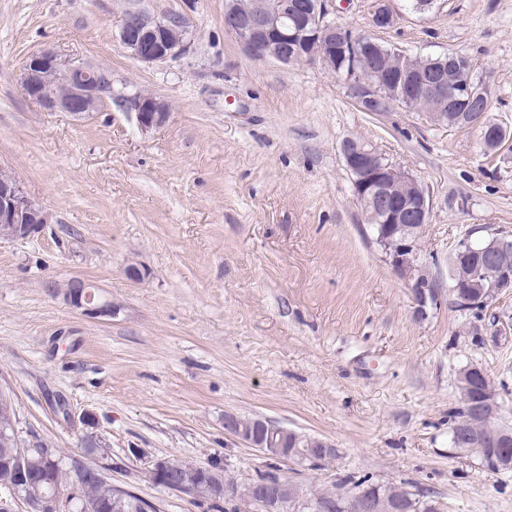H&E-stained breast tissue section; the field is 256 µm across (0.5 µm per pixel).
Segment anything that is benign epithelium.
Instances as JSON below:
<instances>
[{
  "mask_svg": "<svg viewBox=\"0 0 512 512\" xmlns=\"http://www.w3.org/2000/svg\"><path fill=\"white\" fill-rule=\"evenodd\" d=\"M335 13V0H307L303 5L295 0H278L254 9L241 8L233 2L224 11V27L255 59H273L284 64L317 63L332 73L336 71V60H341L346 67L340 76L349 94L366 112L389 109L398 102L410 108L419 101L431 100L440 108L429 113L435 122L476 127L482 130L484 139L498 147L509 139L504 129L486 120V113L481 111L491 97L490 85L485 81L463 85L453 82L449 75L452 58L438 70L397 82L390 97H385L375 84V71L362 65L369 43L338 30L331 18ZM394 23L387 0H375L371 28L388 30ZM115 37L129 57L154 65L177 59L189 51L192 25L182 15L158 18L129 12L121 19ZM20 86L24 95L43 109L67 112L77 118L92 116L112 94V80L102 71L80 59L67 58L53 48L41 49L27 58L20 74ZM127 102L144 132L159 129L168 120L167 105L152 94L137 92ZM342 154L354 195L359 202L371 206L368 216L383 225L379 239L387 242L400 235L384 251L394 274L410 288L416 313L425 315L431 300L412 277L415 269H427L418 256L419 241L430 214L427 189L399 164L359 139L345 140ZM46 223L48 214L43 208L27 195L16 178L0 169V240L27 238ZM454 255L450 285L454 305L466 306L472 302L463 289L481 287L474 274L464 271V266L482 257L493 258L499 264L498 276L490 285L491 298L483 301L484 310L492 308L501 293L512 291V233H497L477 242L468 236L459 242ZM63 295L71 305L91 317L115 312L112 304L80 280L70 282ZM474 407L486 418L484 440L495 448L512 446V435L498 427L501 406L487 399L475 403ZM16 425L17 421L9 419L10 432L0 437V465L11 473L10 478L0 482V512H15L14 504L18 501L24 504L25 512H99L100 505L87 502L84 487L85 480L91 477L107 482L106 472L114 468L106 439L95 432L82 436L83 456L94 460V464L79 461L77 475L65 493L30 494L27 474L33 457H39L46 468L60 469L62 460L53 445L39 437L21 441ZM224 430L238 441L260 449L271 460L290 459L303 464L338 454L335 445L328 441L318 438L302 449L294 432L262 420L249 426L239 422L232 413L224 415ZM176 467L177 460L172 458L147 460L140 469L141 478L167 486L171 484L169 475ZM177 486L180 492L198 499L245 495L260 512H284L290 492L288 481L280 478L241 484L227 470L209 466L198 469L196 478L181 481Z\"/></svg>",
  "mask_w": 512,
  "mask_h": 512,
  "instance_id": "obj_1",
  "label": "benign epithelium"
}]
</instances>
